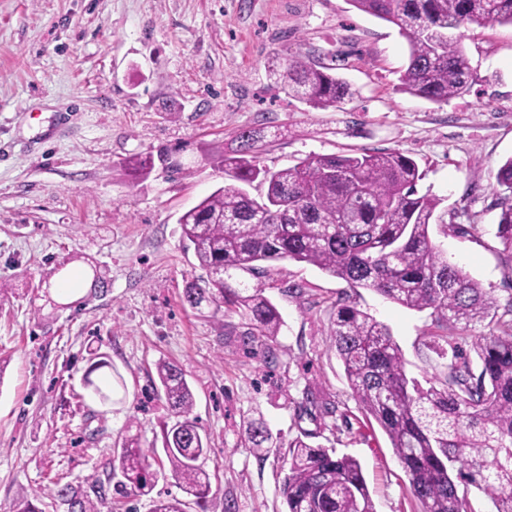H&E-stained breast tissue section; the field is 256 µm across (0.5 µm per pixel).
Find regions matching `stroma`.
I'll use <instances>...</instances> for the list:
<instances>
[{
    "label": "stroma",
    "mask_w": 512,
    "mask_h": 512,
    "mask_svg": "<svg viewBox=\"0 0 512 512\" xmlns=\"http://www.w3.org/2000/svg\"><path fill=\"white\" fill-rule=\"evenodd\" d=\"M456 35L478 79L436 104L400 91L398 28L347 0H0V512L37 495L43 512H65L48 494L57 484L112 491L114 448L127 437L160 444L172 420L163 394L150 391L163 360L181 366L193 392L215 493L197 506L166 464L151 495L123 499L118 512H151L168 498L186 512H284L283 451L244 448L250 419L356 457L376 512H419L329 336L336 303L355 295L423 381L442 369L422 347L428 312L277 261L265 294L283 325L277 360L265 363L227 336V326L244 330L239 317L183 304L201 270L177 219L223 186L214 157L235 148L242 127L267 131L262 160L273 168L397 150L459 227L434 237L449 262L496 297L511 294L493 184L512 157V25ZM287 53L335 62L353 98L321 109L289 96L267 70ZM146 154L154 167L134 180L125 161ZM66 276L76 293L58 292ZM95 349L124 383L109 405L84 386ZM307 387L329 403L324 421L297 419Z\"/></svg>",
    "instance_id": "35a3bbf8"
}]
</instances>
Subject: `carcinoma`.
<instances>
[{
  "label": "carcinoma",
  "mask_w": 512,
  "mask_h": 512,
  "mask_svg": "<svg viewBox=\"0 0 512 512\" xmlns=\"http://www.w3.org/2000/svg\"><path fill=\"white\" fill-rule=\"evenodd\" d=\"M358 11L392 23L408 46L400 89L439 103L468 94L477 81L461 42L450 32L471 24L512 25V0H348ZM270 77L288 94L314 107H338L353 96L346 81L306 56L276 57ZM261 128L237 132V147L223 154L224 186L178 219L204 274L186 282L182 300L198 312L224 308L246 320L237 336L250 353L275 358L267 340L278 335L281 314L258 282L265 264L309 263L351 288L372 290L411 310H431L426 349L447 360L443 376L422 385L407 375L390 328L349 299L336 304L331 349L343 362L351 395L380 425L409 477L421 512H472L469 494L488 495L494 512H512V296L505 302L448 262L430 236L459 229L437 214L441 199L419 193L417 162L399 152L314 155L283 169L261 164ZM501 209L496 237L512 271V157L495 175ZM257 279L251 284L243 278ZM487 333L476 331L482 323ZM471 340L479 369L463 349ZM157 377L175 417L162 427L163 451L184 491L212 492L200 460L209 441L191 418L192 391L182 368L162 361ZM100 403H112V382L87 377ZM320 394L305 392L297 418L316 421L327 411ZM245 447L280 444L261 421L247 427ZM156 453L138 439L114 449L116 495L147 496L159 472ZM288 472L280 488L285 512H375L362 466L333 448L288 441ZM53 494L70 512H100L81 490Z\"/></svg>",
  "instance_id": "1"
}]
</instances>
